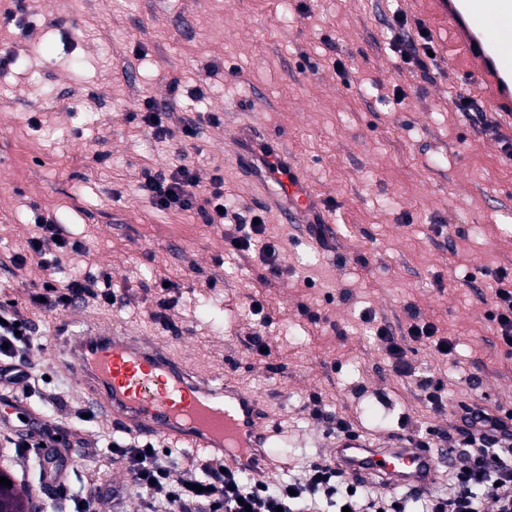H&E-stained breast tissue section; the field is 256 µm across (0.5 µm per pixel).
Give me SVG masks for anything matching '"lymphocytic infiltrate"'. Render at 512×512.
Segmentation results:
<instances>
[{"instance_id": "lymphocytic-infiltrate-1", "label": "lymphocytic infiltrate", "mask_w": 512, "mask_h": 512, "mask_svg": "<svg viewBox=\"0 0 512 512\" xmlns=\"http://www.w3.org/2000/svg\"><path fill=\"white\" fill-rule=\"evenodd\" d=\"M392 36L390 49L404 64L427 69L432 63L434 45L425 27L411 29L402 10H394L388 22ZM198 170L179 164L148 176L142 189L151 203L161 210L189 209L198 199L201 184ZM204 200L202 215L210 224L233 225L224 237L228 249L247 252L259 248L271 275H280L277 258L280 243L267 233L266 223H254L252 216L227 211L224 176L213 173ZM81 241L65 237L59 224L46 218L38 226L25 252L14 254L17 265L33 262L45 276L29 297L37 309L60 311L72 304L93 299L112 305L117 301L111 276L75 275L59 283L52 271L56 253L83 251ZM512 273L499 270L489 318L496 326L497 338L505 355L512 356ZM411 323L406 340L429 342L452 356L454 343L439 335L431 323H419L418 311L408 307ZM382 343L393 371L402 377L415 374L405 354L406 340L393 336L388 327L374 331ZM35 340L30 319L15 307L0 306V389L31 387L35 377L27 353ZM460 425L448 434L449 447L458 449L456 462L448 475V486L385 491L362 479H350L335 462L310 460L301 474L269 485L263 477L201 463L196 474L175 476L174 466L158 451L150 450L146 440L132 436L111 439L106 449L122 463L129 475L128 489L139 495L145 512H512V411L488 406L462 404Z\"/></svg>"}]
</instances>
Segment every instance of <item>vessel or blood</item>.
<instances>
[{
    "mask_svg": "<svg viewBox=\"0 0 512 512\" xmlns=\"http://www.w3.org/2000/svg\"><path fill=\"white\" fill-rule=\"evenodd\" d=\"M479 81V95L498 122L512 120V0H435ZM236 163L260 185H275L269 204L284 224H307L320 202L282 140L254 129L236 132ZM58 366L82 383L87 410L145 439L188 445L233 470L260 474L272 432L266 405L232 383L213 384L184 366L161 343L86 319L80 306L49 319ZM333 456L347 473L379 477L390 487L430 484L448 466L447 448H412L402 441L371 444L341 438Z\"/></svg>",
    "mask_w": 512,
    "mask_h": 512,
    "instance_id": "obj_1",
    "label": "vessel or blood"
}]
</instances>
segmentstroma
Listing matches in <instances>:
<instances>
[{"instance_id": "obj_1", "label": "stroma", "mask_w": 512, "mask_h": 512, "mask_svg": "<svg viewBox=\"0 0 512 512\" xmlns=\"http://www.w3.org/2000/svg\"><path fill=\"white\" fill-rule=\"evenodd\" d=\"M398 4L432 33L428 70L387 49L386 0H291L284 24L281 0H24L26 37L0 0V51L20 58L0 69V301L27 303L43 273L12 256L39 217L55 218L87 248L62 255L65 272L107 271L124 300L88 301L86 315L151 337L195 372L264 401L274 482L331 457L327 415L366 441L413 426L444 448L460 404L512 410V357L487 316L496 272L512 270V161L500 148L512 126L486 131L457 112L456 101L477 92L460 80L447 25L430 0ZM147 96L172 113L166 141L127 119ZM186 118L198 122L191 140ZM243 124L285 139L332 225L322 245L265 210L282 243L272 280L258 250L230 252L224 227L195 209L158 210L141 188L145 173L186 163L205 180L221 170L242 210L262 208L234 159ZM162 277L175 285L165 323L152 316ZM411 305L456 345L448 361L429 343L407 344L417 376L444 384L438 412L414 378L392 371L371 332L378 324L406 334ZM48 317H32L30 360L46 380L31 400L67 432L84 393L52 361ZM257 332L269 355L252 350ZM72 481L98 493L99 512L141 510L111 457L79 451Z\"/></svg>"}]
</instances>
